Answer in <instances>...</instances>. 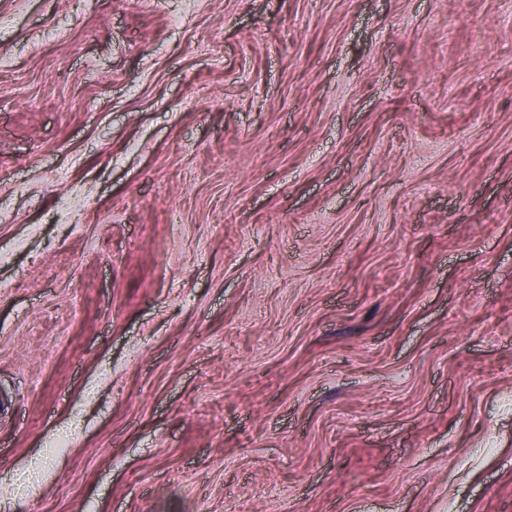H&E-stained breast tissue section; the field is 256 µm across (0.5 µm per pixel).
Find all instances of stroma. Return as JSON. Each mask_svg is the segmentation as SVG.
Returning a JSON list of instances; mask_svg holds the SVG:
<instances>
[{"instance_id":"stroma-1","label":"stroma","mask_w":512,"mask_h":512,"mask_svg":"<svg viewBox=\"0 0 512 512\" xmlns=\"http://www.w3.org/2000/svg\"><path fill=\"white\" fill-rule=\"evenodd\" d=\"M1 504L512 512V0H0Z\"/></svg>"}]
</instances>
